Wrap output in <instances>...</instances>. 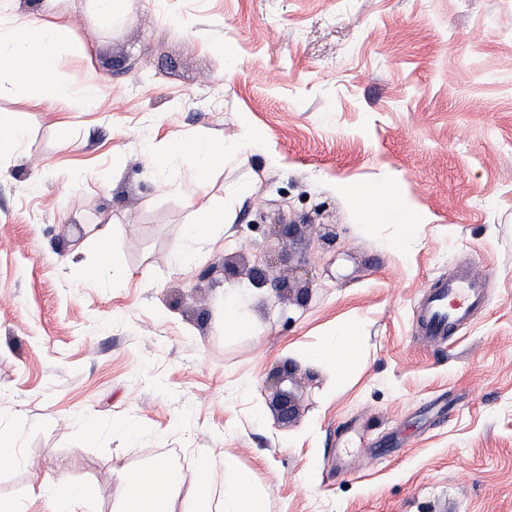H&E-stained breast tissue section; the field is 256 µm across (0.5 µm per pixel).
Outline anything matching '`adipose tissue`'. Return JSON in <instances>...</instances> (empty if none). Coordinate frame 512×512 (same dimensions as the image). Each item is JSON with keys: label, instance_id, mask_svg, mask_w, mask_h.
I'll return each instance as SVG.
<instances>
[{"label": "adipose tissue", "instance_id": "obj_1", "mask_svg": "<svg viewBox=\"0 0 512 512\" xmlns=\"http://www.w3.org/2000/svg\"><path fill=\"white\" fill-rule=\"evenodd\" d=\"M62 40V27H31L15 14L0 17V70L22 82L33 104L45 100L46 79ZM189 150L195 151L205 168L225 153L220 141L190 144L174 138L153 150L151 159L156 169L162 170L174 157ZM355 347L352 332L340 328L324 347L303 351L302 356L311 364L326 367L339 379L347 372ZM218 469L224 474V489L220 492L207 479ZM121 481L122 492L114 512H266L263 488L230 453L199 458L187 474L166 463L127 469L122 472Z\"/></svg>", "mask_w": 512, "mask_h": 512}]
</instances>
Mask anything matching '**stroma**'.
<instances>
[{
    "instance_id": "1",
    "label": "stroma",
    "mask_w": 512,
    "mask_h": 512,
    "mask_svg": "<svg viewBox=\"0 0 512 512\" xmlns=\"http://www.w3.org/2000/svg\"><path fill=\"white\" fill-rule=\"evenodd\" d=\"M0 5L64 28L48 87L74 100L33 106L0 75L19 136L0 155V431L22 454L0 498L50 512L32 475L64 474L101 490L73 512H112L121 470L226 451L268 512H512V0ZM174 137L240 150L201 185L193 153L152 165ZM201 205L223 224L199 254ZM251 224L293 255L267 269L288 295L248 290ZM104 227L109 268L83 283ZM462 263L489 303L426 344L423 293ZM228 298L251 334L225 335ZM340 326L359 351L337 386L299 353ZM286 363L305 400L280 424Z\"/></svg>"
}]
</instances>
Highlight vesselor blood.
<instances>
[{
	"label": "vessel or blood",
	"instance_id": "obj_1",
	"mask_svg": "<svg viewBox=\"0 0 512 512\" xmlns=\"http://www.w3.org/2000/svg\"><path fill=\"white\" fill-rule=\"evenodd\" d=\"M487 303L483 279L460 273L437 282L428 290L421 311L422 339L429 344L446 342Z\"/></svg>",
	"mask_w": 512,
	"mask_h": 512
}]
</instances>
